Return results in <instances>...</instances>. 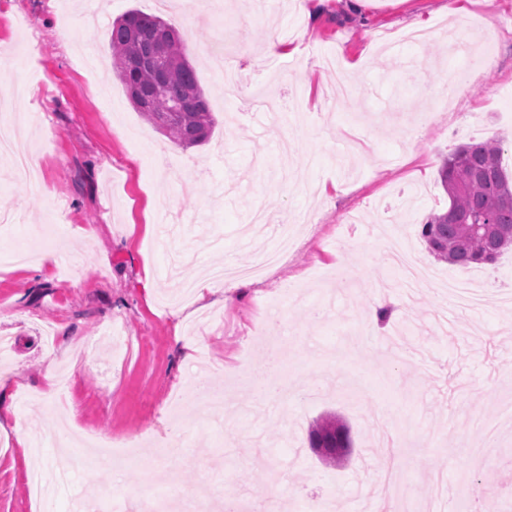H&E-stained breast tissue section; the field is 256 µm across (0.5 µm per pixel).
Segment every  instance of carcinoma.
I'll return each mask as SVG.
<instances>
[{"label": "carcinoma", "instance_id": "carcinoma-1", "mask_svg": "<svg viewBox=\"0 0 512 512\" xmlns=\"http://www.w3.org/2000/svg\"><path fill=\"white\" fill-rule=\"evenodd\" d=\"M164 20L131 9L112 23L110 48L130 101L143 118L174 143L191 147L206 141L214 118L184 41L167 40ZM193 98L196 108L172 112L171 101ZM501 143L469 142L444 160L441 181L448 193L444 212L422 225L421 236L437 260L459 267L492 264L512 248V177L500 166ZM312 448H349L348 428L326 416L309 430Z\"/></svg>", "mask_w": 512, "mask_h": 512}]
</instances>
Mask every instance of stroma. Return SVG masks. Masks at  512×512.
I'll return each instance as SVG.
<instances>
[{
    "instance_id": "1",
    "label": "stroma",
    "mask_w": 512,
    "mask_h": 512,
    "mask_svg": "<svg viewBox=\"0 0 512 512\" xmlns=\"http://www.w3.org/2000/svg\"><path fill=\"white\" fill-rule=\"evenodd\" d=\"M152 0H0V94L33 83L24 110L40 192L15 182L0 155V258L25 249H69L67 262L37 270L0 261V336L11 350L0 373L18 377L28 402L10 398L20 431L54 433V405L74 435L137 437L125 467L74 473L60 496L33 497L14 434H0V512H113L115 499L184 494L258 500L276 490L298 508V489L363 512L372 495L393 512L401 483L427 512H447L433 477L466 481L481 499L463 512H512V434L495 457L448 456L468 415L495 419L512 397V251L469 269L431 256L421 226L445 211L444 158L458 145L499 140L512 175V0H224L221 12L187 13L169 0L210 103L215 127L203 145H175L147 123L112 69V22ZM460 27L464 47L485 52V70L438 106L424 85L450 83L462 60L439 33ZM284 52L271 56L269 41ZM231 47L243 81L224 89L210 49ZM299 97L290 120L255 109L265 92ZM421 112L436 120L419 126ZM201 162L194 176L186 161ZM296 225L295 250L260 276L240 278L227 306L181 301L199 267L246 268L254 248L273 249L282 224ZM414 253L438 278L463 276L480 295L456 307L436 289L408 291L389 267L388 248ZM353 268V290L338 288ZM152 281H145V273ZM398 297L386 323L371 324L372 297ZM196 326L198 361L175 338ZM287 337L297 402L253 401L237 385L265 350ZM63 377L54 392L46 372ZM233 396L201 416L198 384ZM333 415L350 429L351 454L323 463L309 446L311 425ZM178 470L180 482L158 474ZM111 498H103L101 489Z\"/></svg>"
}]
</instances>
